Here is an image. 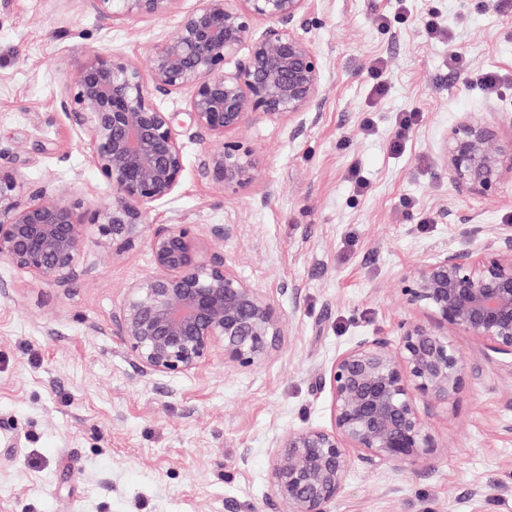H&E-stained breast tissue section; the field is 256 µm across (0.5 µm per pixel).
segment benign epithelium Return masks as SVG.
I'll return each instance as SVG.
<instances>
[{"label": "benign epithelium", "instance_id": "7a95c632", "mask_svg": "<svg viewBox=\"0 0 512 512\" xmlns=\"http://www.w3.org/2000/svg\"><path fill=\"white\" fill-rule=\"evenodd\" d=\"M105 25L159 17L178 0H82ZM309 0H196L176 35L156 44L149 73L121 55H98L65 85L73 113L112 202H70L51 182L33 185L0 161V260L65 286L87 239L119 259L147 244L153 270L131 282L112 332L150 375H189L217 354L224 366L263 362L285 335L273 300L243 280L223 252L203 251L189 224H148L185 170V140L200 146V173L227 195L260 182L256 149L232 137L251 119L302 131L321 97L322 61L301 30ZM188 93L186 119L157 96ZM220 141L217 150L210 143ZM443 163L457 192L487 193L512 178V132L475 115L448 130ZM405 317L388 334L359 339L330 370L331 428L284 434L270 468L272 512H327L357 460L371 469L421 472L438 444L427 418L448 407L466 367L452 336L478 339L484 355L512 360V233L496 245L436 254L402 278Z\"/></svg>", "mask_w": 512, "mask_h": 512}]
</instances>
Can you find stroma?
<instances>
[{"mask_svg":"<svg viewBox=\"0 0 512 512\" xmlns=\"http://www.w3.org/2000/svg\"><path fill=\"white\" fill-rule=\"evenodd\" d=\"M195 0L161 17L104 25L83 0H0V149L31 182L54 181L100 206L112 188L59 108L64 85L98 54L146 64ZM411 18L381 27L396 0H309V37L324 94L300 134L249 121L261 183L219 193L187 143L178 192L153 224L194 225L204 247L287 319L280 346L239 370L214 358L196 374L141 373L112 334L131 281L152 269L146 245L121 259L88 240L83 270L59 288L0 261V512H259L271 494L277 439L330 427L338 354L407 315L403 275L431 255L471 246L466 228L512 229V181L488 195L454 190L441 148L475 113H512V9L501 0H408ZM435 16L448 36L430 39ZM472 60L452 70L448 45ZM387 89L374 96L370 67ZM492 71L496 93L478 79ZM420 112L406 149L390 143L400 113ZM369 188L358 192L351 169ZM412 208H405V201ZM229 224L214 240L208 230ZM453 341L467 368L455 402L428 425L430 470L351 465L329 512H512V366L487 359L468 333Z\"/></svg>","mask_w":512,"mask_h":512,"instance_id":"1","label":"stroma"}]
</instances>
